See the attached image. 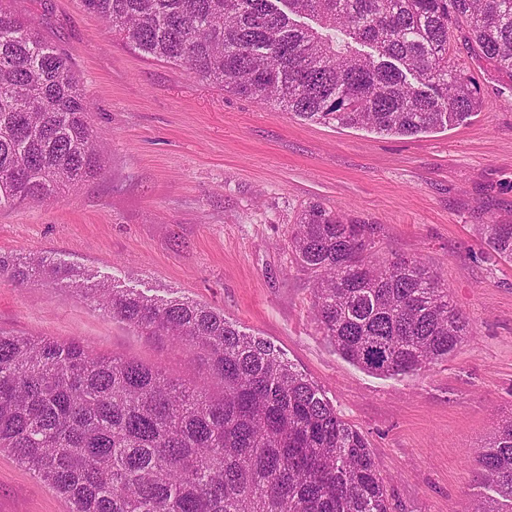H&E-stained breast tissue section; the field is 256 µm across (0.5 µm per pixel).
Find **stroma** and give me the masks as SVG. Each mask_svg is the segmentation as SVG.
Masks as SVG:
<instances>
[{"instance_id":"1","label":"stroma","mask_w":512,"mask_h":512,"mask_svg":"<svg viewBox=\"0 0 512 512\" xmlns=\"http://www.w3.org/2000/svg\"><path fill=\"white\" fill-rule=\"evenodd\" d=\"M80 80L107 149L103 174L47 204L0 208V254L49 256L95 280L223 312L270 341L365 437L391 512H475L489 491L474 453L512 416V261L480 226L512 223V73L468 49L450 65L481 107L448 129L384 136L301 120L144 56L80 0H18ZM318 202L376 228L373 256H417L438 272L474 335L410 375L344 358L314 319L316 278L288 236ZM0 331L79 340L184 383L192 350L106 317L62 281L0 280ZM0 453V512H68Z\"/></svg>"}]
</instances>
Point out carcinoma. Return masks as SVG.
Returning <instances> with one entry per match:
<instances>
[{
  "label": "carcinoma",
  "instance_id": "cac0c4a2",
  "mask_svg": "<svg viewBox=\"0 0 512 512\" xmlns=\"http://www.w3.org/2000/svg\"><path fill=\"white\" fill-rule=\"evenodd\" d=\"M146 56L303 120L415 136L480 107L448 65L453 25L512 72V0H81ZM306 15L317 27L296 23ZM67 60L0 8V206L44 202L97 176L104 151ZM512 259V224L481 225ZM375 228L311 203L292 230L317 279L321 329L350 361L402 375L448 356L472 326L417 257L373 258ZM0 279L65 280L103 314L194 351L192 386L78 341L0 331V452L70 512H389L364 436L267 340L187 299L156 300L43 257L0 254ZM512 512V419L476 452Z\"/></svg>",
  "mask_w": 512,
  "mask_h": 512
}]
</instances>
